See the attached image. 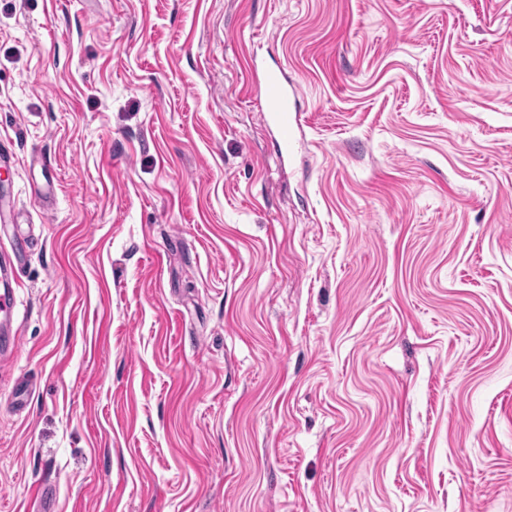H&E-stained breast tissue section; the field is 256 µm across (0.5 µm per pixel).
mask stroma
I'll use <instances>...</instances> for the list:
<instances>
[{
  "mask_svg": "<svg viewBox=\"0 0 512 512\" xmlns=\"http://www.w3.org/2000/svg\"><path fill=\"white\" fill-rule=\"evenodd\" d=\"M0 212V512H512V0H0ZM264 118L278 128L283 147L293 152L298 144L296 127L300 93L298 87L288 81L282 71H269L264 74Z\"/></svg>",
  "mask_w": 512,
  "mask_h": 512,
  "instance_id": "1",
  "label": "stroma"
}]
</instances>
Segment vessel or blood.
Listing matches in <instances>:
<instances>
[{
  "mask_svg": "<svg viewBox=\"0 0 512 512\" xmlns=\"http://www.w3.org/2000/svg\"><path fill=\"white\" fill-rule=\"evenodd\" d=\"M265 106L263 115L278 128L280 139L286 151L297 147L296 127L300 93L283 72L269 71L264 75Z\"/></svg>",
  "mask_w": 512,
  "mask_h": 512,
  "instance_id": "b4317fda",
  "label": "vessel or blood"
}]
</instances>
